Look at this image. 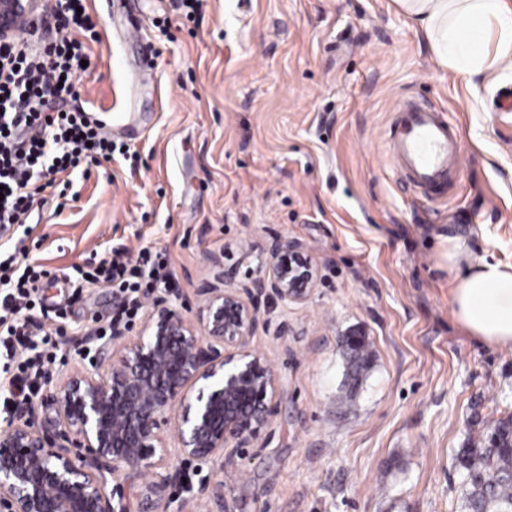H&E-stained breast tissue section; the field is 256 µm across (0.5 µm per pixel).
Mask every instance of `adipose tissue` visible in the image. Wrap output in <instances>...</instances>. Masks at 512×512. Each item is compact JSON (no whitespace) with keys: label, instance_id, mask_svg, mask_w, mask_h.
<instances>
[{"label":"adipose tissue","instance_id":"obj_1","mask_svg":"<svg viewBox=\"0 0 512 512\" xmlns=\"http://www.w3.org/2000/svg\"><path fill=\"white\" fill-rule=\"evenodd\" d=\"M449 72L467 80L512 68V6L507 0H395ZM442 257L454 277L452 307L471 336L512 346V265L472 261L465 240L447 237Z\"/></svg>","mask_w":512,"mask_h":512}]
</instances>
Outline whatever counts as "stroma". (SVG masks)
I'll return each mask as SVG.
<instances>
[{
    "mask_svg": "<svg viewBox=\"0 0 512 512\" xmlns=\"http://www.w3.org/2000/svg\"><path fill=\"white\" fill-rule=\"evenodd\" d=\"M92 65L68 106L112 129L131 113L130 154L47 187L4 255L56 275L43 305L68 306L64 339L106 321L108 288L73 298L72 265L147 246L166 252L167 297L193 314L224 258L233 287L273 238L299 241L319 278L300 301L260 304L249 340L282 381L256 447L224 465L228 512H463L457 455L512 416V347L469 336L452 312L442 240L512 264V72L471 89L440 67L393 0H88ZM142 28L135 46L118 20ZM151 56L153 80L138 84ZM441 109L462 166L437 194L389 156L405 96ZM287 324L286 336L276 328ZM370 343L351 373L347 339Z\"/></svg>",
    "mask_w": 512,
    "mask_h": 512,
    "instance_id": "1",
    "label": "stroma"
}]
</instances>
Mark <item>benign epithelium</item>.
<instances>
[{
  "instance_id": "1",
  "label": "benign epithelium",
  "mask_w": 512,
  "mask_h": 512,
  "mask_svg": "<svg viewBox=\"0 0 512 512\" xmlns=\"http://www.w3.org/2000/svg\"><path fill=\"white\" fill-rule=\"evenodd\" d=\"M37 0H0V40L23 26L38 28ZM265 269L236 288L198 289L188 317L154 299L137 335L98 348L102 373L73 372L51 384L43 402L54 426L38 422L37 406L20 405L0 427V512H130L124 487L142 484L139 512H169V489L183 465L204 461L215 474L238 448H249L277 410L281 381L251 351L259 323L243 300L306 298L317 267L293 240L274 239ZM178 441L176 453L168 438ZM198 494L224 512V480Z\"/></svg>"
}]
</instances>
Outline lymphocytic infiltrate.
Masks as SVG:
<instances>
[{"mask_svg": "<svg viewBox=\"0 0 512 512\" xmlns=\"http://www.w3.org/2000/svg\"><path fill=\"white\" fill-rule=\"evenodd\" d=\"M85 0H45L44 13L55 20L52 40L31 35L0 43V226L22 223L43 185L36 176H56L85 164L111 160V137L87 112L65 108L61 92H72L84 74L91 50L79 38L94 29ZM12 258L0 260V371L9 373L10 395L0 410L11 413L15 400L38 395L45 363L62 351L60 320L69 309L56 307L54 322L36 319L39 290L50 273L42 265L15 272ZM171 275L166 253L142 248L131 253L113 249L97 265H73L69 283L74 295L90 287H106L121 298L108 327L93 335L129 326L154 293L168 289Z\"/></svg>", "mask_w": 512, "mask_h": 512, "instance_id": "1", "label": "lymphocytic infiltrate"}]
</instances>
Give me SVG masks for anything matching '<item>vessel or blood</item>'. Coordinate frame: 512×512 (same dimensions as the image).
<instances>
[{"instance_id":"obj_1","label":"vessel or blood","mask_w":512,"mask_h":512,"mask_svg":"<svg viewBox=\"0 0 512 512\" xmlns=\"http://www.w3.org/2000/svg\"><path fill=\"white\" fill-rule=\"evenodd\" d=\"M392 158L410 181L436 191L448 181L449 169L460 166L462 157L447 120L426 101L397 105Z\"/></svg>"}]
</instances>
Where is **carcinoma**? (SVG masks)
Listing matches in <instances>:
<instances>
[{
	"label": "carcinoma",
	"instance_id": "1",
	"mask_svg": "<svg viewBox=\"0 0 512 512\" xmlns=\"http://www.w3.org/2000/svg\"><path fill=\"white\" fill-rule=\"evenodd\" d=\"M466 512H512V418L498 421L486 443L461 450Z\"/></svg>",
	"mask_w": 512,
	"mask_h": 512
}]
</instances>
